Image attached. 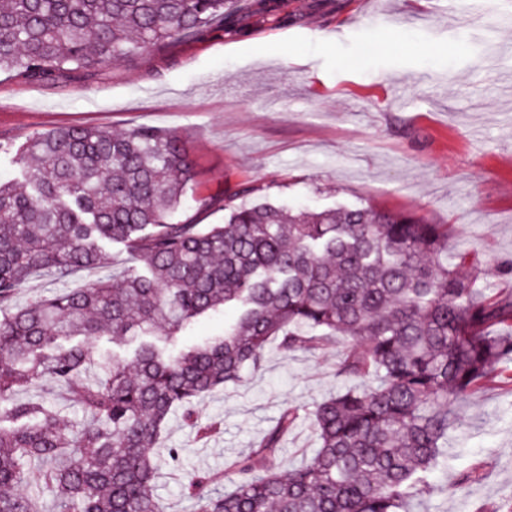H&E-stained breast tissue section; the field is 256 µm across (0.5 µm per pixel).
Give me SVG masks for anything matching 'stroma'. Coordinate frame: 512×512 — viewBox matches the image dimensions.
<instances>
[{
    "instance_id": "1",
    "label": "stroma",
    "mask_w": 512,
    "mask_h": 512,
    "mask_svg": "<svg viewBox=\"0 0 512 512\" xmlns=\"http://www.w3.org/2000/svg\"><path fill=\"white\" fill-rule=\"evenodd\" d=\"M238 34L176 41L92 75L50 85L0 73V140L61 125L172 130L196 165L185 213L220 224L201 200L254 186L248 201L322 210L364 205L409 211L448 227V254L475 252L477 287L512 295V0H258ZM76 288L131 266L123 247ZM32 279L26 303L63 285ZM341 349H270L260 371L200 401L198 439L171 415L157 493L191 512L184 486L223 474L284 406L300 420L273 461L285 472L317 445L310 412L343 381ZM434 491L415 512H512V363L455 404Z\"/></svg>"
}]
</instances>
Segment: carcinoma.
Instances as JSON below:
<instances>
[{"mask_svg": "<svg viewBox=\"0 0 512 512\" xmlns=\"http://www.w3.org/2000/svg\"><path fill=\"white\" fill-rule=\"evenodd\" d=\"M247 0H0V72L51 84L174 41L242 31ZM0 181V512H165L156 493L171 413L196 433L195 404L258 371L275 346L344 341L337 376L361 384L311 411L317 448L286 474L269 466L295 428L285 406L254 449L230 460L232 487L188 482L193 512H409L457 426L451 405L512 362V296L448 267V225L373 207L294 211L250 205L242 188L212 201L222 224L175 219L195 171L179 135L58 126L14 148ZM119 243L137 266L19 305L35 275L105 263ZM235 310L224 332L175 350L200 317ZM102 335L134 345L100 366ZM102 367L92 378L90 371ZM82 410L19 399L45 383Z\"/></svg>", "mask_w": 512, "mask_h": 512, "instance_id": "1", "label": "carcinoma"}]
</instances>
